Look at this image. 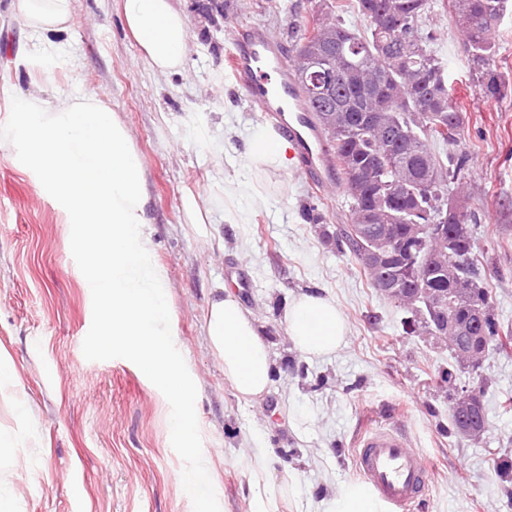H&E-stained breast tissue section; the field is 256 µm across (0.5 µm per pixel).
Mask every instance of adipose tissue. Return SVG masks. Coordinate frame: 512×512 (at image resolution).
Masks as SVG:
<instances>
[{
    "instance_id": "1",
    "label": "adipose tissue",
    "mask_w": 512,
    "mask_h": 512,
    "mask_svg": "<svg viewBox=\"0 0 512 512\" xmlns=\"http://www.w3.org/2000/svg\"><path fill=\"white\" fill-rule=\"evenodd\" d=\"M124 24L143 51L144 62L154 71L176 73L185 65L189 25L178 0H122ZM29 37L39 46L27 54L25 66L49 69L66 41L71 17L66 0H22ZM290 145L277 132L256 128L244 142L241 155L249 166L274 169L291 163ZM283 322L293 345L310 357L338 351L346 341L348 322L335 300L315 291L291 297ZM205 334L214 354L224 364V375L236 397L245 403L262 398L272 384L274 360L270 345L252 312L221 289L209 303ZM317 512H381L377 501L361 483L345 482L321 500Z\"/></svg>"
}]
</instances>
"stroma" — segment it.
I'll return each mask as SVG.
<instances>
[{"label": "stroma", "mask_w": 512, "mask_h": 512, "mask_svg": "<svg viewBox=\"0 0 512 512\" xmlns=\"http://www.w3.org/2000/svg\"><path fill=\"white\" fill-rule=\"evenodd\" d=\"M219 2L221 14L209 20L201 0H181L187 63L161 74L147 67L126 30L122 0H68L71 37L46 73L20 67L30 48L21 2L0 0V81L23 91L47 81L98 96L140 153L154 258L166 271L176 347L197 386L220 512H253L254 434L275 452L263 495L279 512H290L295 500L303 512H316L335 486L358 480L353 443L367 419L387 421L400 404L408 414L399 423L432 471L411 512H512V481L495 471L499 460L512 461V354L490 353L480 369L484 438L450 435L448 389L438 371L451 351L424 330L406 332L404 311L341 249L347 195L315 191L298 168H250L239 156L243 139L266 119L227 69L232 32L254 23L292 48L311 0ZM429 3L421 32L466 108L462 146L470 153L465 176L481 279L496 319L512 331V91L500 99L480 94L460 27L441 0ZM217 143L223 152L214 151ZM225 172L266 199L244 223L224 221ZM189 192L209 202V224H188ZM241 271L250 289L238 288ZM221 286L256 316L276 365L269 393L250 404L236 398L204 333L207 303ZM316 288L336 300L349 325L344 345L324 358L295 349L282 321L289 297ZM91 321V290L72 257L63 214L0 144V352L15 370L10 394L0 396V433L12 442L0 452V479L15 512H193L166 398L132 362L84 357ZM17 397L32 404L34 417L18 416Z\"/></svg>", "instance_id": "1"}]
</instances>
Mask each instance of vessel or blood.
Wrapping results in <instances>:
<instances>
[{
  "mask_svg": "<svg viewBox=\"0 0 512 512\" xmlns=\"http://www.w3.org/2000/svg\"><path fill=\"white\" fill-rule=\"evenodd\" d=\"M227 57L233 76L244 81L250 100L287 134L299 167L316 189H341L331 147L315 123L292 77L288 55L255 24L238 26ZM355 467L383 512H409L428 489L431 473L396 424H366L355 441Z\"/></svg>",
  "mask_w": 512,
  "mask_h": 512,
  "instance_id": "b4317fda",
  "label": "vessel or blood"
}]
</instances>
